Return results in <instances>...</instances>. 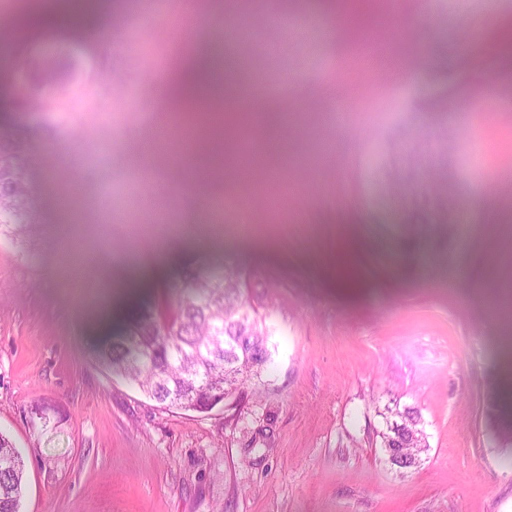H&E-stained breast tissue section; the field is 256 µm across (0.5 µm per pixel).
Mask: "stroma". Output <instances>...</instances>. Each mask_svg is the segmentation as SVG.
<instances>
[{
  "mask_svg": "<svg viewBox=\"0 0 512 512\" xmlns=\"http://www.w3.org/2000/svg\"><path fill=\"white\" fill-rule=\"evenodd\" d=\"M71 30L65 111L31 118L0 70V131L35 161L31 232L0 236V435L25 463L21 512H512V222L483 187L512 171V47L479 46L512 0H386L394 70L364 64L340 12L205 0L214 40L292 114L266 209L227 175L209 214L189 169L208 148L155 139L191 55L177 0H103ZM458 86L448 111L432 101ZM131 261L137 281L114 287ZM355 272L338 279L341 261ZM239 270L268 301L271 363L234 405L157 402L95 357L128 310L173 301L182 272ZM47 407L50 421L31 423ZM417 409L429 448L400 475L378 439Z\"/></svg>",
  "mask_w": 512,
  "mask_h": 512,
  "instance_id": "1",
  "label": "stroma"
}]
</instances>
